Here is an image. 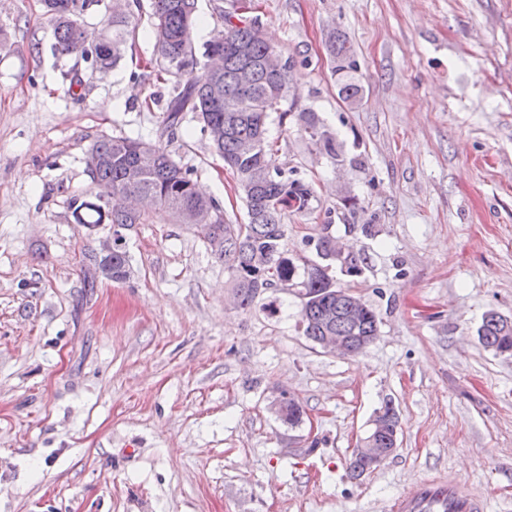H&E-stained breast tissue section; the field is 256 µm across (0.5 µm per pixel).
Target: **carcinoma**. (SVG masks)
Here are the masks:
<instances>
[{
  "label": "carcinoma",
  "mask_w": 512,
  "mask_h": 512,
  "mask_svg": "<svg viewBox=\"0 0 512 512\" xmlns=\"http://www.w3.org/2000/svg\"><path fill=\"white\" fill-rule=\"evenodd\" d=\"M95 2L44 0L57 51L69 56L76 41L88 39L94 48L92 69L104 74L121 61L128 41L135 39L138 22L130 18L128 0H112L108 28L92 30L84 23L83 14L95 12ZM195 19L196 0H152L149 35L154 41L157 66L159 72L175 79L167 105L168 140L164 143L123 136L98 139L91 146L101 159L99 167L90 172L94 200L72 201L76 221L131 226L147 223L154 211L162 210L174 223L190 224L195 212L210 209L215 221L208 246L230 271L240 308L251 307L270 288L267 278L272 269L278 279L288 282V288L297 289L303 333L308 340L315 341L327 329L352 340L351 355L366 352L379 335L374 308L348 288L345 295L336 297L339 284L329 271L308 262L300 269L284 249V217L311 209L314 200L309 183L270 170L267 161V119L286 99L290 61L279 70L269 66L267 61L280 53L267 42L258 19L226 11L223 30L206 44L203 53L205 57H221L224 68L209 73L200 65L192 41ZM327 51L338 76L339 96L350 105L358 104L363 86L356 77L358 63L352 45L344 34L333 31L327 39ZM186 112L194 114L217 155L236 175L248 223H227L224 210L196 191L192 170L168 149ZM300 119L326 154L337 155L333 139L319 133L314 113L302 112ZM109 193L151 198L154 206L141 212L109 209L103 201ZM111 269L112 280L126 279L129 258L123 248L112 251ZM477 336L487 350L512 353L511 318L495 311L486 313Z\"/></svg>",
  "instance_id": "carcinoma-1"
}]
</instances>
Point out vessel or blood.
<instances>
[{
	"label": "vessel or blood",
	"instance_id": "vessel-or-blood-1",
	"mask_svg": "<svg viewBox=\"0 0 512 512\" xmlns=\"http://www.w3.org/2000/svg\"><path fill=\"white\" fill-rule=\"evenodd\" d=\"M390 512H488V505L483 497L460 494L455 480L433 479L415 494L396 498Z\"/></svg>",
	"mask_w": 512,
	"mask_h": 512
}]
</instances>
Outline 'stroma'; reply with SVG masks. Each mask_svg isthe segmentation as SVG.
Returning <instances> with one entry per match:
<instances>
[{
	"label": "stroma",
	"mask_w": 512,
	"mask_h": 512,
	"mask_svg": "<svg viewBox=\"0 0 512 512\" xmlns=\"http://www.w3.org/2000/svg\"><path fill=\"white\" fill-rule=\"evenodd\" d=\"M250 3L292 63L272 166L315 195L288 215L285 248L315 258L325 225L362 254L336 281L373 306L379 335L332 354L303 336L289 291L238 308L223 261L164 213L126 231V280L88 269L109 233L70 208L94 191L89 148L155 138L174 80L146 28L95 75L55 53L42 0H0V512H387L448 475L512 512V356L477 336L486 312L512 317V0ZM335 30L356 50L354 108L325 48ZM172 148L226 222L247 223L192 116ZM284 391L304 408L293 425L274 411ZM388 401L397 450L352 477Z\"/></svg>",
	"instance_id": "1"
}]
</instances>
